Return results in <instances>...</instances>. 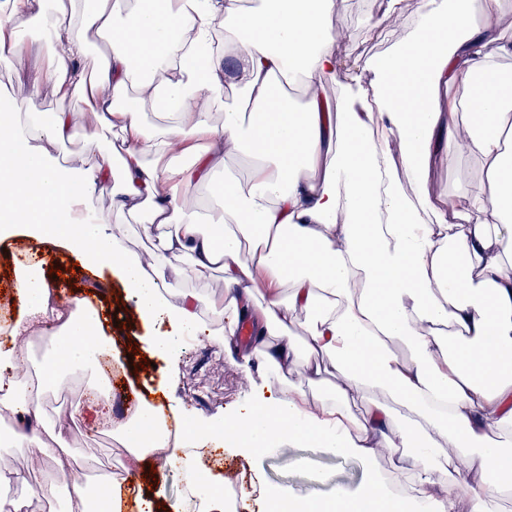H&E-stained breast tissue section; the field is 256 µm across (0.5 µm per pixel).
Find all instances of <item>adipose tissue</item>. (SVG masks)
Masks as SVG:
<instances>
[{"mask_svg": "<svg viewBox=\"0 0 512 512\" xmlns=\"http://www.w3.org/2000/svg\"><path fill=\"white\" fill-rule=\"evenodd\" d=\"M341 10L340 0H0L9 17L1 59L27 62L37 34L50 45L0 108V242L93 252L151 327L150 351L167 359L190 346L202 302L180 282L222 269L224 292L211 304L232 314L223 335L248 327L239 358L268 372V389L248 407L192 420L177 438L166 428L177 405L145 399L132 419L109 420V389L90 386L73 416L108 421L131 461L127 480H101L108 512H124L129 499L136 512H184L165 486L135 496L128 480L151 457L195 491L197 463L217 457L225 429L246 459L274 440L362 460L399 449L400 490L378 476L300 512H498L512 489V39L496 27L512 0H419L417 35L370 62L369 84L352 78L337 113L322 91L337 70ZM218 23L223 49L198 57ZM94 34L107 49L88 68ZM457 85L459 98L449 93ZM48 86L92 102L102 119L87 137H120V151L92 170L60 163L52 149L75 123L69 112L42 113ZM229 152L250 158L249 169L225 180L222 217L199 224L183 196ZM466 157L480 162L479 182L437 192L432 164ZM107 185L105 213L93 200ZM126 215L159 241L153 257L123 247L112 222ZM72 224L79 234L67 233ZM174 251L189 254L188 267H169ZM13 274L16 312L0 338V407L21 417L10 445L34 449L64 486L67 512H90L70 454L46 439L40 397L117 356L116 342L100 308H61L24 262ZM299 314L307 330L297 340L289 326ZM49 320L59 327L41 379L21 386V344ZM313 355L343 381L331 398L286 382L288 367ZM366 391L386 403L351 418Z\"/></svg>", "mask_w": 512, "mask_h": 512, "instance_id": "obj_1", "label": "adipose tissue"}]
</instances>
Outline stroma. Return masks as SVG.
<instances>
[{
	"mask_svg": "<svg viewBox=\"0 0 512 512\" xmlns=\"http://www.w3.org/2000/svg\"><path fill=\"white\" fill-rule=\"evenodd\" d=\"M382 0H346L338 19L336 56L338 74L329 82L326 93L330 100H339L344 84L352 76L370 80L367 65L372 58L390 51L400 40L417 32L416 0H404L403 19L394 31L376 43H367L360 32L368 24L381 21ZM40 106L43 112L77 110V127L73 139L58 153L61 157L90 168L97 166L105 151L103 144L91 141L83 134L84 129L96 122L92 112L78 111L74 101L60 98L52 91H44ZM246 174V164L241 156L225 158L223 166L212 175L209 183L186 192L182 201L186 213L208 220L210 211L219 209L221 200L213 191L214 185L228 178H241ZM57 269L61 277L55 278L57 300L66 305L81 298L102 305L114 319L110 330L122 354L130 355L134 369L124 375L125 384L133 392L135 400L150 396L164 399L172 396L180 401L190 415H202L218 419L233 405L248 402L252 390L261 389L267 382V372L259 363L241 367L235 350L225 349L213 336L220 318L208 315L196 328L195 345L177 360H164L145 354L141 341L146 329L133 313L124 307L123 289L108 271L86 270L83 264L72 263L64 249H57ZM67 392L69 401H76L79 390L63 382L47 389L41 404L47 414L63 425V447L73 455L89 454L100 459L104 469L114 476H123V448L117 447L112 435L102 428H91L81 421L71 420L69 415L59 414L53 405L58 392ZM393 449H381L372 460L336 455L313 443H279L271 451H259L245 460L232 455L222 458L225 481L231 482L238 493L257 499L270 495H286L301 501L324 500L331 497L336 488L343 486L351 491L365 487L375 476L395 474Z\"/></svg>",
	"mask_w": 512,
	"mask_h": 512,
	"instance_id": "stroma-1",
	"label": "stroma"
}]
</instances>
